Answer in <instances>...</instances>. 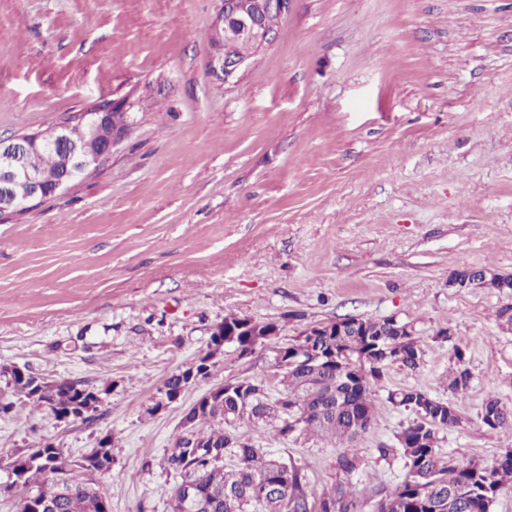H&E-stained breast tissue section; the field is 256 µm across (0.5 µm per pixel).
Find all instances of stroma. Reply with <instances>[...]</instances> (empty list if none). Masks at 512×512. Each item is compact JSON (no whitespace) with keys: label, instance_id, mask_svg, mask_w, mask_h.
<instances>
[{"label":"stroma","instance_id":"stroma-1","mask_svg":"<svg viewBox=\"0 0 512 512\" xmlns=\"http://www.w3.org/2000/svg\"><path fill=\"white\" fill-rule=\"evenodd\" d=\"M221 0H0V136L33 133L101 99L131 98L110 157L0 222V393L13 369L105 389L94 420L58 422L16 397L0 415V481L43 439L77 458L112 439L98 476L111 512H171L167 457L183 416L242 379L279 389L273 347L346 317L412 325L417 369L386 365L376 418L354 444L360 512L406 474L415 418L389 391L449 402L444 455L488 465L512 428V294L449 287L463 265L512 274V0H294L274 42L228 81L203 40ZM277 327L248 356L211 350L225 316ZM463 350L466 391L446 384ZM174 403L157 390L206 353ZM241 440L343 481L338 445L237 423ZM389 456H381V449ZM481 420L484 425L496 429L512 425V410L503 406L494 396H488L481 410Z\"/></svg>","mask_w":512,"mask_h":512}]
</instances>
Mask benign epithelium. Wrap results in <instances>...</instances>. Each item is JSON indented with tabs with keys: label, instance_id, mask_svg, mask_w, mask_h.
<instances>
[{
	"label": "benign epithelium",
	"instance_id": "7a95c632",
	"mask_svg": "<svg viewBox=\"0 0 512 512\" xmlns=\"http://www.w3.org/2000/svg\"><path fill=\"white\" fill-rule=\"evenodd\" d=\"M292 0H222L212 23L215 43L211 45L209 70L227 81L247 60L236 49L246 44L255 54L269 46L276 34L270 18L288 15ZM134 103L128 99L109 101L97 112H83L81 122L87 131L82 139H65L68 123L58 121L34 134L0 137V221L64 190L85 174L128 132ZM46 144L60 156V169L51 174L24 165L30 144Z\"/></svg>",
	"mask_w": 512,
	"mask_h": 512
}]
</instances>
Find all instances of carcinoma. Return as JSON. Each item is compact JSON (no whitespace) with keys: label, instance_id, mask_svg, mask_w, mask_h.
<instances>
[{"label":"carcinoma","instance_id":"carcinoma-1","mask_svg":"<svg viewBox=\"0 0 512 512\" xmlns=\"http://www.w3.org/2000/svg\"><path fill=\"white\" fill-rule=\"evenodd\" d=\"M34 169L55 170L59 158L53 150L35 147L28 155ZM480 278L500 293L512 290V275L487 268L463 266L451 272L448 284L471 288ZM285 357L299 349L315 360L283 365L273 362L283 389L271 396L258 382L226 387L212 403L192 408L184 431L176 437L167 462L178 483L196 484L202 507L194 504L180 512H319L313 506L301 470L271 458L269 449L241 441L231 430L243 419L274 422L275 435L288 438L287 420L324 437L351 443L359 433L364 414H375L372 387L383 376L386 362L409 369L419 366L422 349L413 331L392 318L361 319L323 336H301L283 346ZM456 368L448 389L456 393L469 388L471 374L464 354L456 351ZM14 391L33 403L52 410H79L103 402L107 390L81 381L49 382L30 373L13 372ZM190 384L189 370L172 372L163 387L181 391ZM396 405L412 410L421 422L398 435L399 451L408 467L404 480L389 492L392 512H490L498 492L512 483V461L497 460L474 467L444 456L438 448L439 432L459 426L460 415L446 402L428 392L403 388L389 393ZM484 425L496 429L512 425V410L494 397H487L481 410ZM112 462L111 439L79 458L66 456L50 443L16 457L9 467L28 491L43 497L33 512H103L106 498L95 488L94 475L105 473ZM337 466L347 475L355 473L360 459L352 448L337 457ZM67 469L69 485L58 490L53 474ZM463 489L460 503L448 507V491Z\"/></svg>","mask_w":512,"mask_h":512}]
</instances>
